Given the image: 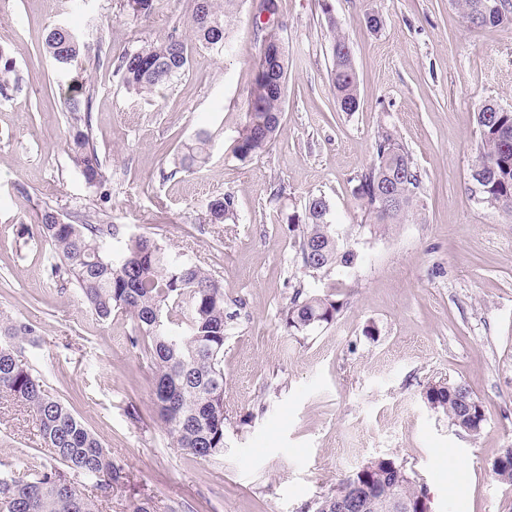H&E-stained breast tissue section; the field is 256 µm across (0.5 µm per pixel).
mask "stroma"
I'll list each match as a JSON object with an SVG mask.
<instances>
[{
	"mask_svg": "<svg viewBox=\"0 0 512 512\" xmlns=\"http://www.w3.org/2000/svg\"><path fill=\"white\" fill-rule=\"evenodd\" d=\"M373 10L385 18L376 32L364 24ZM329 13L359 78L350 113L328 81ZM278 20L289 62L280 134L242 160L233 147L261 45L250 8L226 51L194 48L184 74L144 96L124 87L113 62L172 31L190 35L189 0H154L138 20L122 0H0V51L19 77L0 100V310L40 336L22 358L123 467L104 512L147 499L156 512H307L375 457L425 486L430 512H512V485L492 470L512 447V217L477 204L470 177L477 108L512 109V26L467 28L450 0H278ZM61 23L102 52L79 62L107 176L97 189L64 152L69 80L44 49ZM200 128L212 137L210 160L176 170L182 142ZM383 128L409 149L424 195L418 220L385 232L363 223L353 193ZM226 193L236 222L205 223L209 202ZM313 195L330 201L337 233L360 256L347 276L308 273L284 234L283 218ZM47 207L163 240L223 281V459L173 447L129 321L96 319L52 276L49 247L23 235ZM299 287L337 292L336 321L289 333L282 310ZM438 381L478 398L480 436L428 406L425 388ZM51 461L34 416L0 400L7 472Z\"/></svg>",
	"mask_w": 512,
	"mask_h": 512,
	"instance_id": "stroma-1",
	"label": "stroma"
}]
</instances>
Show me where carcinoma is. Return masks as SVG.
Instances as JSON below:
<instances>
[{
    "label": "carcinoma",
    "mask_w": 512,
    "mask_h": 512,
    "mask_svg": "<svg viewBox=\"0 0 512 512\" xmlns=\"http://www.w3.org/2000/svg\"><path fill=\"white\" fill-rule=\"evenodd\" d=\"M192 35L172 34L159 42L124 52L115 72L126 89L152 94L183 74L190 50L198 45L216 53L228 47L229 26L243 0H190ZM464 24L473 29L512 25V0H451ZM153 0H124L134 19L151 13ZM330 32L331 66L328 80L342 112L358 110L359 84L352 51L336 18L323 9ZM45 50L59 70L71 76L66 104L72 123L66 154L73 168L91 187L106 180L93 142L89 97L73 67L87 51L80 34L68 25L51 29ZM286 45L269 33L261 42L254 80L247 99L245 124L234 146L245 160L269 149L280 130L287 85ZM13 60L0 52V97L17 88ZM479 132L471 179L480 186L477 201L512 214V112L492 102L476 112ZM211 136L200 128L183 144L178 168L191 171L209 156ZM375 159L358 178L354 194L365 223L379 230L416 219L422 208V176L396 134L381 130L375 139ZM236 218L234 197L213 199L205 223L223 224ZM115 224H89L46 208L37 223L23 227L29 239L49 246L52 274L66 278L80 292L83 303L101 320L121 313L132 326L133 344L154 366L153 403L171 443L203 459L224 457V283L201 265L182 259L158 239L131 234L111 250ZM286 236L298 248L302 267L311 274L355 267L358 254L339 241L328 202L308 199L301 214L286 217ZM343 302L336 294H310L294 290L282 311L285 328L303 333L336 320ZM40 341L35 326L0 312V397L32 412L42 439L53 449L56 464L31 470L28 475H0V512H101L97 501L65 488V470L85 471L98 477L101 497L123 478V468L112 459L100 439L45 387L38 371L18 355V347ZM430 408L448 416L454 426L477 436L485 416L479 400L460 383L437 382L427 387ZM494 473L512 484V448L499 456ZM373 483L375 500L364 512H392L398 501L416 505L424 490L404 467L391 458L378 457L344 475L337 488Z\"/></svg>",
    "instance_id": "cac0c4a2"
}]
</instances>
